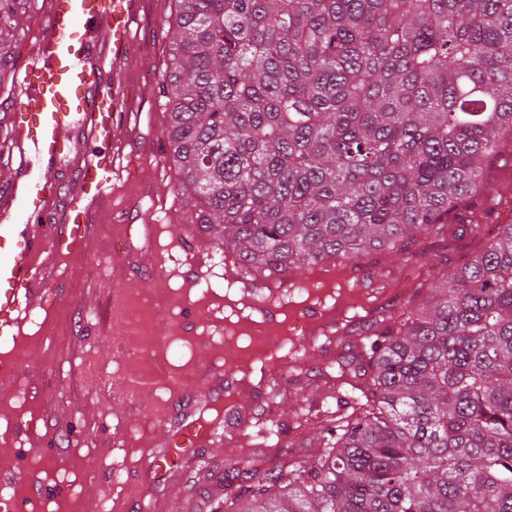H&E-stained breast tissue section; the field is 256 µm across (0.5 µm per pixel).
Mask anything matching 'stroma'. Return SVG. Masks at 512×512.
Segmentation results:
<instances>
[{
    "instance_id": "stroma-1",
    "label": "stroma",
    "mask_w": 512,
    "mask_h": 512,
    "mask_svg": "<svg viewBox=\"0 0 512 512\" xmlns=\"http://www.w3.org/2000/svg\"><path fill=\"white\" fill-rule=\"evenodd\" d=\"M43 2L0 0V26L10 31L0 44V184L11 177L6 135L20 79L17 64L25 45L38 37ZM148 2L152 23L134 26L136 54L126 72L134 103L117 136L122 178L85 249L49 267L50 292L23 321V343L0 349L4 360L17 358L38 370L34 376L19 373L14 388L0 391V471L29 473L52 490V497L33 501L36 512H83L91 498L121 507L140 480L143 451L163 441L164 396L151 393L134 403L115 390L142 360L117 354L113 346L132 298L149 296L162 304L163 340L145 360L165 363L171 378L212 363L239 365L218 410L202 415L222 414L227 426L245 410L254 418L236 426L224 445L206 449L198 468L171 488L168 512H240L247 480L229 463L277 469L280 457L262 442L273 425L293 459L315 463L326 412L336 406L339 362L390 318L424 306L447 270L512 224V160H500L484 175L490 191L478 198L485 212L479 230L454 224L447 238L406 241L401 255L387 249L362 254L348 263L347 278L322 280L316 267L306 266L295 271L292 290L243 295L213 241L170 218L171 206L186 202L160 159L168 124L161 80L175 5ZM329 307L344 315L340 331L311 335L316 311ZM259 336L268 343L257 353L253 341ZM273 385L281 391L275 401L268 398ZM50 453L56 465H47ZM74 459L85 460L86 470H70ZM116 469L123 474L118 482L111 479ZM228 490L238 495L230 505L224 502Z\"/></svg>"
}]
</instances>
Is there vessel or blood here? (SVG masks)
I'll return each mask as SVG.
<instances>
[{
  "instance_id": "1",
  "label": "vessel or blood",
  "mask_w": 512,
  "mask_h": 512,
  "mask_svg": "<svg viewBox=\"0 0 512 512\" xmlns=\"http://www.w3.org/2000/svg\"><path fill=\"white\" fill-rule=\"evenodd\" d=\"M145 0H45L41 31L24 54L20 94L9 135L22 155L0 199V338H18L28 312L48 291L45 263L81 251L112 191L116 131L130 104L125 72L135 51L133 25ZM78 174L64 221L46 224L63 172ZM223 367L209 365L191 382L174 385L167 417L171 441L147 449L140 492L173 479L185 451L219 442V426L192 411L224 395Z\"/></svg>"
}]
</instances>
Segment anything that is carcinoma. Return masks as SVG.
<instances>
[{"instance_id": "obj_1", "label": "carcinoma", "mask_w": 512, "mask_h": 512, "mask_svg": "<svg viewBox=\"0 0 512 512\" xmlns=\"http://www.w3.org/2000/svg\"><path fill=\"white\" fill-rule=\"evenodd\" d=\"M165 137L198 231L257 277L401 251L512 134V0H174ZM317 463L248 512H512V224L369 356Z\"/></svg>"}]
</instances>
